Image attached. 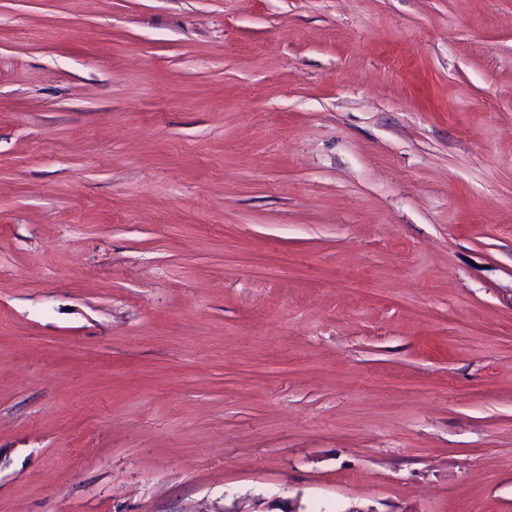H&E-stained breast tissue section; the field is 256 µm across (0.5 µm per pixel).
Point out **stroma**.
<instances>
[{"label":"stroma","instance_id":"35a3bbf8","mask_svg":"<svg viewBox=\"0 0 512 512\" xmlns=\"http://www.w3.org/2000/svg\"><path fill=\"white\" fill-rule=\"evenodd\" d=\"M512 512V0H0V512Z\"/></svg>","mask_w":512,"mask_h":512}]
</instances>
